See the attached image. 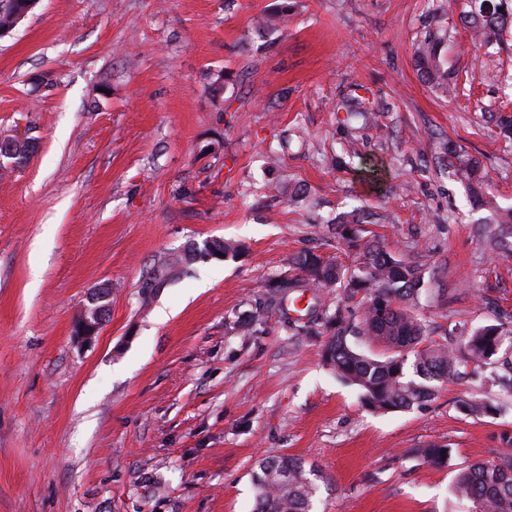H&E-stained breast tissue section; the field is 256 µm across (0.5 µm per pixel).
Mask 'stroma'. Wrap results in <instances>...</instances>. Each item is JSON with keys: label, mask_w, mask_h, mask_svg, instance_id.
I'll list each match as a JSON object with an SVG mask.
<instances>
[{"label": "stroma", "mask_w": 512, "mask_h": 512, "mask_svg": "<svg viewBox=\"0 0 512 512\" xmlns=\"http://www.w3.org/2000/svg\"><path fill=\"white\" fill-rule=\"evenodd\" d=\"M467 7L38 0L0 38V135L36 143L0 176V512H254L253 474L282 454L317 473V512H448L452 467L496 461L512 399L489 368L371 412L321 357L335 289L267 286L299 252L345 258L334 221L359 207L365 238L421 266L433 333L512 316V254L448 167L462 147L512 207L491 120L512 114V32L475 44ZM439 29L445 94L415 60ZM209 240L242 249L200 257ZM98 287L110 311L85 344ZM474 394L498 413L461 410ZM434 443L451 468L419 456ZM109 292L97 290L89 298L75 326V337L81 341H91L106 322L109 311Z\"/></svg>", "instance_id": "1"}]
</instances>
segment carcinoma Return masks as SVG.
I'll list each match as a JSON object with an SVG mask.
<instances>
[{
	"label": "carcinoma",
	"instance_id": "1",
	"mask_svg": "<svg viewBox=\"0 0 512 512\" xmlns=\"http://www.w3.org/2000/svg\"><path fill=\"white\" fill-rule=\"evenodd\" d=\"M472 8L462 21L479 43L495 38L512 24V8L503 0H471ZM441 37L432 33L416 51V64L424 80L448 90L453 77L440 62ZM456 160L461 179L480 183L478 161L448 148ZM356 214L341 218L338 227L348 248L358 251L346 265L312 250L292 260L293 276H280L268 283L275 293L290 288H336L341 303L324 319L327 339L323 344L325 363L336 377L355 386L362 403L374 412L407 410L430 400L450 378L462 374L467 362L492 365L504 343L512 344V321L499 318L476 328L453 326L450 336L464 337L465 354L448 343L431 337L427 324L415 313L421 297V266L408 261L379 241L358 244L352 225ZM382 348L377 354L372 347ZM426 462L448 467L452 449L433 444L417 449ZM254 475L258 495L256 512H314L319 486L314 470L300 459L279 455L258 465ZM458 512H512V454L494 464H473L457 469L450 489Z\"/></svg>",
	"mask_w": 512,
	"mask_h": 512
}]
</instances>
